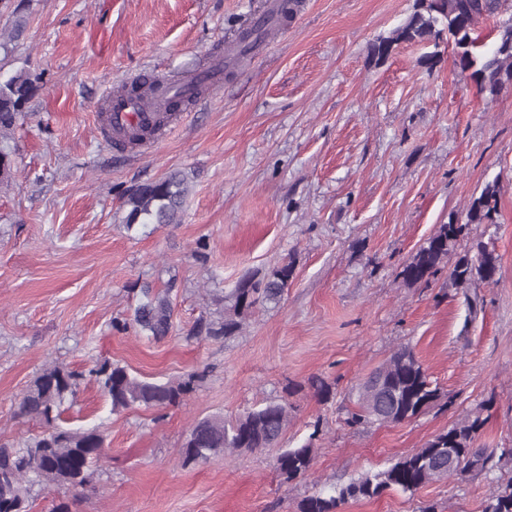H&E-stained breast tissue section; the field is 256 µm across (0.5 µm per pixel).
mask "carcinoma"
<instances>
[{
    "instance_id": "carcinoma-1",
    "label": "carcinoma",
    "mask_w": 512,
    "mask_h": 512,
    "mask_svg": "<svg viewBox=\"0 0 512 512\" xmlns=\"http://www.w3.org/2000/svg\"><path fill=\"white\" fill-rule=\"evenodd\" d=\"M507 0H438L419 2L406 21L380 39L373 52L378 58L388 55L402 42L431 43L439 46L443 37L454 44L465 43L468 49L456 56V64L471 69L480 91L497 95L512 84V27L503 30L496 45L485 48L474 37L477 25L505 7ZM267 28L248 26L242 29L228 48L227 64H236L252 51L250 39L265 38ZM35 91V80L26 72H18L0 81V139L7 137L25 110ZM14 176V162L9 152L0 149V185ZM189 186L185 174L174 171L155 181L139 185L125 200L129 207L127 227L136 224H177ZM499 186L493 181L474 197L465 213L464 222L440 224L410 260L400 276L410 287L427 284L439 271L448 255L456 252L460 239L469 235L470 226L494 223L498 211ZM498 271V256L488 244L473 237L467 248L457 252L449 273L460 286L475 280L490 281ZM294 264L282 262L264 273L247 272L234 288L220 299L222 312L217 319L201 318L192 335L215 339L239 334L246 318L258 306L278 304L288 290ZM140 291L144 300L134 309L132 322L141 332L155 340L169 335L172 329V303L169 291L155 292L144 284ZM111 400L112 410L138 407L165 409L176 406L196 391L204 379L190 373L177 381L164 383L142 380L118 364L105 360L89 370ZM84 374L59 365L42 370L22 396L18 413L46 423L47 428L20 448L0 444V512H29L31 487L82 488L89 483L94 467L102 458L104 437L96 429H66L53 425L64 406L79 393ZM426 371L414 352L401 347L362 383L358 392V410L348 414L346 422L353 426L398 424L418 417L439 399ZM288 404L269 402L250 408L231 420L222 416L206 417L194 424L181 446L182 464L206 463L228 449L255 450L274 447L288 428ZM485 419L475 412L435 435L419 448L388 469L364 474L334 489L324 497H306L300 512H336L350 500H368L390 489L413 493L426 484L442 478H455L460 483L487 473L493 468L494 453L478 448L475 442ZM313 460L311 442L298 448H286L275 459V470L287 482L305 476ZM484 512H512V484L505 486L485 507Z\"/></svg>"
}]
</instances>
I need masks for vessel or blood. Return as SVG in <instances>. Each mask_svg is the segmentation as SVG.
I'll return each instance as SVG.
<instances>
[{
  "label": "vessel or blood",
  "instance_id": "obj_1",
  "mask_svg": "<svg viewBox=\"0 0 512 512\" xmlns=\"http://www.w3.org/2000/svg\"><path fill=\"white\" fill-rule=\"evenodd\" d=\"M145 86L140 94L120 90L105 93L106 108L99 116L104 132L119 139L138 135L144 129H158L172 120L165 113L168 101L175 98H199L202 89L216 86L222 79V64L213 61L204 69L183 80H165L153 73H144Z\"/></svg>",
  "mask_w": 512,
  "mask_h": 512
}]
</instances>
